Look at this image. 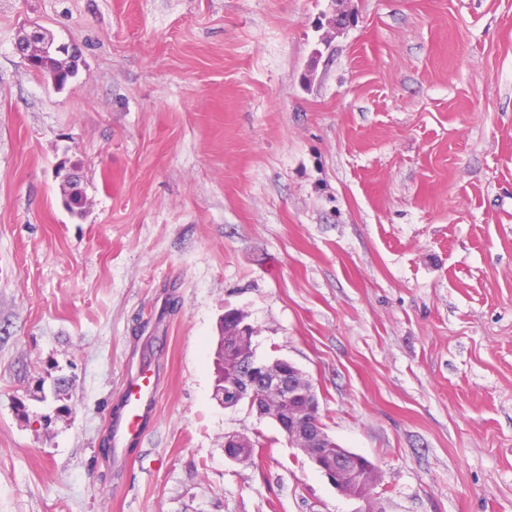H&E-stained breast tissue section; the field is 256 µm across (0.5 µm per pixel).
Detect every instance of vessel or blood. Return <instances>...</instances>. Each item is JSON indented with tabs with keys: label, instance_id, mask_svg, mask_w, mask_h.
<instances>
[{
	"label": "vessel or blood",
	"instance_id": "vessel-or-blood-1",
	"mask_svg": "<svg viewBox=\"0 0 512 512\" xmlns=\"http://www.w3.org/2000/svg\"><path fill=\"white\" fill-rule=\"evenodd\" d=\"M157 391V377L150 368H140L130 379L124 390L126 412L111 427V444L115 454H122L125 448L139 440L143 423L156 402Z\"/></svg>",
	"mask_w": 512,
	"mask_h": 512
}]
</instances>
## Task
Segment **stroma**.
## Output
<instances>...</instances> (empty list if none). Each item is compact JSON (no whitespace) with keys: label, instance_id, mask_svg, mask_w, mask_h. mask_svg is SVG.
<instances>
[{"label":"stroma","instance_id":"stroma-1","mask_svg":"<svg viewBox=\"0 0 512 512\" xmlns=\"http://www.w3.org/2000/svg\"><path fill=\"white\" fill-rule=\"evenodd\" d=\"M28 23L79 48L64 89ZM228 309L379 512H512V0H0V512H364L216 402ZM158 383L156 374L149 367H142L130 379L124 390V415L119 416L111 427L112 450L121 456L123 450L136 443L142 426L156 402Z\"/></svg>","mask_w":512,"mask_h":512}]
</instances>
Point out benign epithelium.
<instances>
[{"instance_id": "benign-epithelium-1", "label": "benign epithelium", "mask_w": 512, "mask_h": 512, "mask_svg": "<svg viewBox=\"0 0 512 512\" xmlns=\"http://www.w3.org/2000/svg\"><path fill=\"white\" fill-rule=\"evenodd\" d=\"M36 45L41 47L39 55L43 58L63 51L69 57L79 55L74 46L55 45L54 38L42 26L20 35L14 49L26 62ZM224 323L230 326L232 335L238 337V349L228 365L222 387L213 392L218 404L226 409L247 404L258 417L270 419L288 444L306 456L338 492L368 499L380 479L379 469L372 461L346 448L334 457L328 456V449L324 448L328 434L318 419L320 405L312 382L288 360L256 358L248 349L254 328L243 311H225ZM261 389L264 393L257 394ZM250 446L251 440L244 435L224 436V454L232 461L239 460L238 449Z\"/></svg>"}]
</instances>
